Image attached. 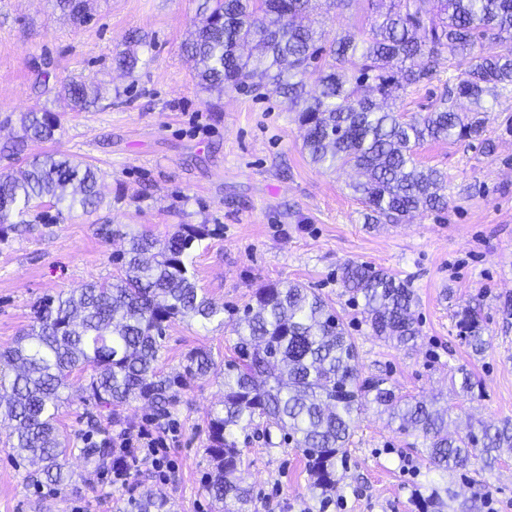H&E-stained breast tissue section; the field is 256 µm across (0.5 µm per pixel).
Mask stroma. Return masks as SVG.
I'll return each mask as SVG.
<instances>
[{"label":"stroma","instance_id":"1","mask_svg":"<svg viewBox=\"0 0 512 512\" xmlns=\"http://www.w3.org/2000/svg\"><path fill=\"white\" fill-rule=\"evenodd\" d=\"M199 0H90L85 23L73 24L54 0H0V148L16 134L4 124L33 106L55 109V91L72 78H97L119 90L111 107L67 113L54 141L32 143L27 154L58 151L100 170L104 203L90 217L72 212L56 224L32 223L0 242V348L12 346L41 297L111 279L123 234L165 238L179 224H204L210 235L193 253L199 293L243 308L269 281H299L318 289L345 316L365 376H385L402 394L439 396L460 418H512V135L502 122L512 101L501 100L486 124L493 155L478 142H425L420 164L448 175V208L420 212L400 224H368L353 191L359 170H326L302 147L294 113L272 92L198 87L182 43ZM323 43L368 29L365 0L328 16L312 15ZM143 43L133 75L117 70L116 54L131 35ZM448 81L440 69L410 88L396 108L404 118L426 112ZM99 224L118 226L109 241ZM367 263L409 280L421 328L415 345L397 349L377 339L359 308L336 281L338 265ZM479 307L491 345L473 355L458 335L455 313ZM230 326L177 321L166 332L164 372L188 352L233 357ZM462 366L481 382L479 398L457 397L448 374ZM85 380L76 376L60 410L71 434L109 431L107 410L83 404ZM219 377L191 381L167 428L169 480L143 475L145 486L168 496L174 512H213L205 490L203 442L207 415L220 400ZM0 429V512H116L115 488L90 474L66 493L37 483L32 465L6 450ZM242 476L256 512H320L308 489L305 460L279 432L242 443ZM329 512H421L417 484L429 478L408 436L366 409L349 448Z\"/></svg>","mask_w":512,"mask_h":512}]
</instances>
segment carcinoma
Wrapping results in <instances>:
<instances>
[{
    "label": "carcinoma",
    "instance_id": "obj_1",
    "mask_svg": "<svg viewBox=\"0 0 512 512\" xmlns=\"http://www.w3.org/2000/svg\"><path fill=\"white\" fill-rule=\"evenodd\" d=\"M88 0H58L76 24L87 17ZM375 18L367 31L345 34L329 47L304 23L315 0H203L200 20L184 41L195 63L197 85L207 91L267 87L296 113L303 149L312 163L331 169L352 166L366 176L353 185L366 207L365 223L398 224L420 210L445 211L442 193L447 174L423 167L416 150L424 142L452 138L494 151L485 138L487 114L500 98H512V0H368ZM140 38L115 56L131 74ZM448 53L450 90L425 114L406 121L377 100H397L410 87L431 81ZM314 76L307 89L306 75ZM57 99L61 112L109 107L112 97L93 80L71 81ZM474 108L461 112L455 101ZM21 135L10 154L29 142L54 139L60 112L47 108L22 112ZM103 175L74 156L46 151L26 161L15 175L0 170V240L28 223L34 203L56 215L38 213L36 221H58L79 207L95 213L103 202ZM208 235L205 224H179L162 242L133 235L113 260L118 274L66 293L42 298L28 328L14 345L0 351V426L9 429L11 455L40 464L47 484L64 490L76 474L70 458L97 469L112 460L102 440L64 433L59 410L70 379L86 378L87 401L109 410L143 400L155 416L170 415L188 382L217 371L206 349L190 351L181 370L159 366L170 323L193 321L202 327L224 324V306L198 293L190 261L194 244ZM343 294L360 308L372 335L396 348L420 336L411 312L415 294L407 280L383 269L347 260L336 270ZM459 336L475 355L490 346L480 310L456 313ZM235 357L224 362L223 396L210 410L205 454L211 464L206 492L218 512H252L253 498L242 478L238 435L249 430L271 435L275 427L304 452L316 498L336 491L339 469L360 415L369 405L387 415L397 431L422 438L416 449L436 477L421 497L422 512H485L491 486L471 479L470 495L448 484V474L492 470L512 453V418L481 422L448 434V410L434 398L398 395L382 376L363 377L358 347L344 319L315 289L300 282L267 283L257 288L242 312L232 318ZM459 395L475 398V375L464 367ZM118 512H171L169 501L144 488L119 495Z\"/></svg>",
    "mask_w": 512,
    "mask_h": 512
}]
</instances>
